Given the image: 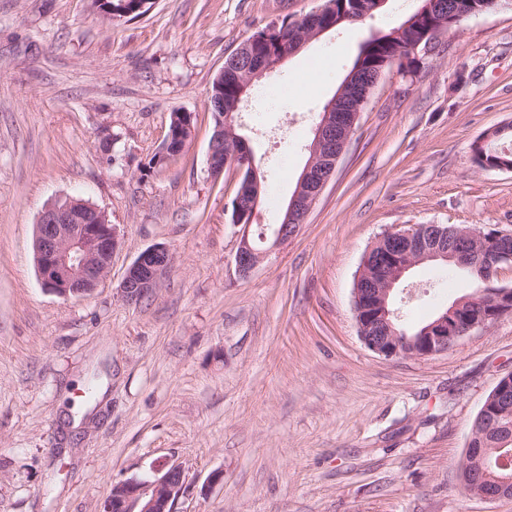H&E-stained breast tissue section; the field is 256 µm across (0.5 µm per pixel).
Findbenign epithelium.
<instances>
[{"mask_svg": "<svg viewBox=\"0 0 512 512\" xmlns=\"http://www.w3.org/2000/svg\"><path fill=\"white\" fill-rule=\"evenodd\" d=\"M457 8L448 12L441 9L439 0H422V6L408 16L393 37L406 31L415 35L410 45L398 49L392 56L373 66L359 63L347 75L336 93L328 101L325 112L314 129L308 147L309 157L298 179L296 189L287 204L286 218L273 228L272 245L256 247L252 224L241 225L234 255L236 273L248 277L276 247L288 243L300 231L313 205L319 199L336 170V164L350 141L360 112L367 103L371 90L387 67L394 63L404 66L420 51H426L442 34L471 16V11ZM371 10H356V14L337 13L335 0H325L317 11L301 20L299 35L279 38L268 54H257L254 39L244 41L232 54L235 60L247 64V75L240 95H245L253 82L272 71L286 58L303 50L310 42L350 20H362ZM238 100L234 112L214 113L215 134L209 145L208 163L214 176L224 167L214 165V157L224 152V131L242 128ZM185 134L173 143L167 137L156 152V160L166 162L180 155L192 132L193 116L179 113ZM512 130L509 122L487 130L471 147L473 163H481L482 170L512 171V158L490 148V142ZM234 172L240 187L234 202L237 210L255 217L259 203V173L254 160L244 156ZM390 240L394 247L377 256L368 250L363 256L355 278L353 303L359 336L373 352L386 358L406 355L432 356L448 350L458 339L479 327H487L499 317L512 313V286L502 279V272L512 267V233L494 232L490 235L468 225H450L442 229L438 224H413L395 227L385 232L379 241ZM118 241L114 225L106 212L96 205L78 198H69L54 204L41 214L36 224L35 254L43 285L58 296L87 297L103 283L112 266V256ZM427 262L453 264L460 270L473 266L481 269L480 280L487 289L475 292L470 301L481 313L463 327L456 325L453 304L419 335V347L411 352L401 350V332L396 329L398 312L392 308L394 290L413 267ZM172 266V256L164 245L143 251L127 268L120 284L124 301L137 303L151 295ZM495 400L506 407L512 402V373L503 376L495 387ZM187 490L184 468L171 466L152 481L134 479L112 484L109 500L112 512H175V504ZM476 495L494 500L512 496V476L502 473L495 480H485V489Z\"/></svg>", "mask_w": 512, "mask_h": 512, "instance_id": "benign-epithelium-1", "label": "benign epithelium"}]
</instances>
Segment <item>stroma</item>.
<instances>
[{"instance_id":"1","label":"stroma","mask_w":512,"mask_h":512,"mask_svg":"<svg viewBox=\"0 0 512 512\" xmlns=\"http://www.w3.org/2000/svg\"><path fill=\"white\" fill-rule=\"evenodd\" d=\"M323 0H155L107 21L91 0H0V512H103L118 481L182 465L177 512H512L466 493L472 426L512 372V314L448 351L388 359L358 335L353 285L367 249L406 224L512 231V172L470 145L512 121V8L466 19L387 68L299 234L249 278L233 256L234 172L212 177V82L255 32ZM419 0L328 33L255 81L242 114L271 232L325 103L370 32ZM287 90L278 105L261 93ZM193 135L149 162L174 111ZM76 197L105 210L118 247L89 297L38 275L35 226ZM165 245L172 267L127 303V267ZM424 264L393 298L413 326L465 295ZM177 114L183 120L182 125L184 127L185 134L179 137V142L176 144H173L171 136L167 137L163 142L162 146L155 153L157 157L153 156V158L151 159L152 165L154 164L155 157L157 161L166 162L170 160L172 157L180 155L187 141L191 137L190 135L193 127L191 124V120L193 119V116L187 112H177Z\"/></svg>"}]
</instances>
